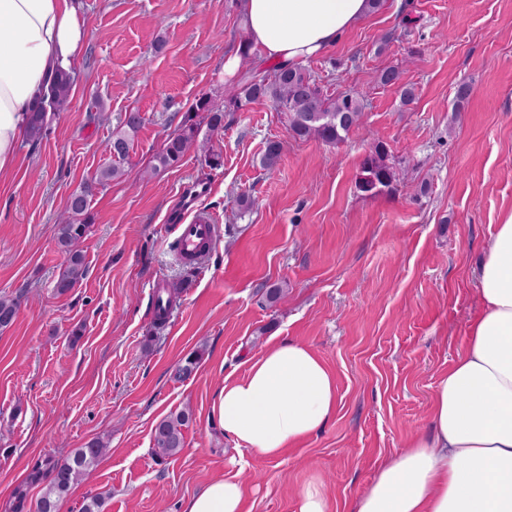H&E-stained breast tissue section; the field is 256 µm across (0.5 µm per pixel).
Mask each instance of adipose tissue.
Returning <instances> with one entry per match:
<instances>
[{
	"mask_svg": "<svg viewBox=\"0 0 512 512\" xmlns=\"http://www.w3.org/2000/svg\"><path fill=\"white\" fill-rule=\"evenodd\" d=\"M79 0H0V176L28 139L34 105L82 46ZM372 11L369 0H243L254 52L296 63L334 46ZM482 314L468 347L433 388L429 428L384 462L352 512H512V213L479 269ZM333 373L309 345L281 340L225 380L213 410L225 435L280 457L336 415ZM234 476L206 483L183 512H242Z\"/></svg>",
	"mask_w": 512,
	"mask_h": 512,
	"instance_id": "adipose-tissue-1",
	"label": "adipose tissue"
}]
</instances>
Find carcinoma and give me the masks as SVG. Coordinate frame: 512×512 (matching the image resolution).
<instances>
[{"instance_id": "cac0c4a2", "label": "carcinoma", "mask_w": 512, "mask_h": 512, "mask_svg": "<svg viewBox=\"0 0 512 512\" xmlns=\"http://www.w3.org/2000/svg\"><path fill=\"white\" fill-rule=\"evenodd\" d=\"M74 78L72 70L56 71L46 92L35 107L29 126L28 142H41L47 127L48 113L61 109L68 102ZM260 100L272 102L283 115L288 130L299 140H318L336 145L362 120L364 105L349 94L330 97L323 93L319 80L301 63L275 67L273 74L249 69L228 92L226 105L219 108L206 96L199 97L186 113L180 128L171 133L162 150L155 156L151 173L173 169L180 165L187 151L196 142L199 124L194 118L202 113L210 132L224 129L227 112H237ZM143 118L138 112L125 115L123 125L112 136L110 150L118 157L128 155ZM283 145L277 140L266 143L261 165L266 170L277 167ZM121 176V170L110 167L99 171L93 180L74 191L68 200L70 218L57 225V245L64 257V270L54 285L58 295L70 292L86 275L87 267L80 243L86 237L92 218L89 212L93 188L105 185ZM398 173L387 163V148L377 142L366 151L360 166L357 186L364 193L376 194L393 188ZM23 294L0 296V330L9 328L17 315ZM192 412L181 410L161 419L153 430V448L160 457H172L184 448V428L189 425ZM107 448L99 439H92L62 461L36 464L27 478L29 485H44V492L36 503V512H57L60 501L67 498L106 454Z\"/></svg>"}]
</instances>
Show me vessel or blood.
<instances>
[{
    "label": "vessel or blood",
    "instance_id": "vessel-or-blood-1",
    "mask_svg": "<svg viewBox=\"0 0 512 512\" xmlns=\"http://www.w3.org/2000/svg\"><path fill=\"white\" fill-rule=\"evenodd\" d=\"M202 196L193 183H184L177 196L178 215L168 223L176 253L187 264L197 263L201 248L214 245L219 234L218 225L197 206Z\"/></svg>",
    "mask_w": 512,
    "mask_h": 512
}]
</instances>
